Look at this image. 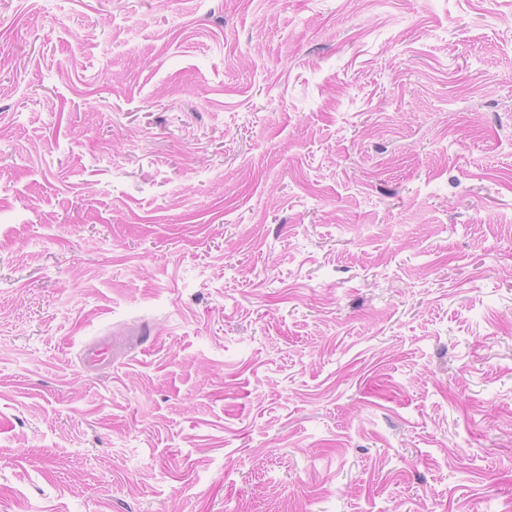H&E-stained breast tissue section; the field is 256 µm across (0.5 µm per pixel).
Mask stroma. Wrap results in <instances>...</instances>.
I'll use <instances>...</instances> for the list:
<instances>
[{
	"label": "stroma",
	"instance_id": "1",
	"mask_svg": "<svg viewBox=\"0 0 512 512\" xmlns=\"http://www.w3.org/2000/svg\"><path fill=\"white\" fill-rule=\"evenodd\" d=\"M0 512H512V0H0Z\"/></svg>",
	"mask_w": 512,
	"mask_h": 512
}]
</instances>
